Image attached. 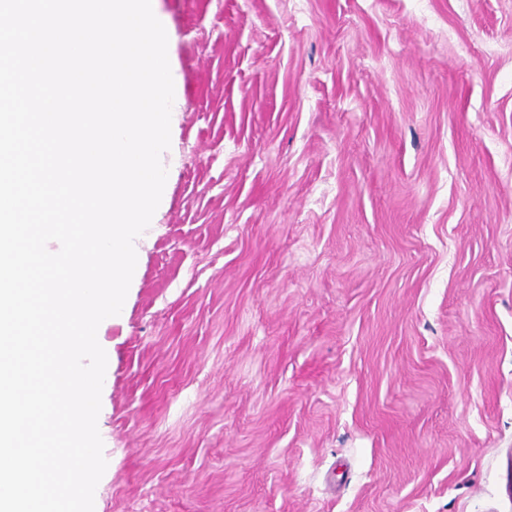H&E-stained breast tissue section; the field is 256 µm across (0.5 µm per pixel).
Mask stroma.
Returning <instances> with one entry per match:
<instances>
[{"mask_svg": "<svg viewBox=\"0 0 512 512\" xmlns=\"http://www.w3.org/2000/svg\"><path fill=\"white\" fill-rule=\"evenodd\" d=\"M165 202L103 323L94 512H512V0H155Z\"/></svg>", "mask_w": 512, "mask_h": 512, "instance_id": "35a3bbf8", "label": "stroma"}]
</instances>
